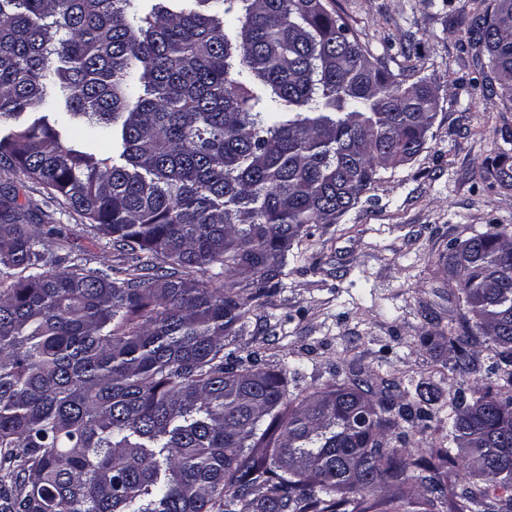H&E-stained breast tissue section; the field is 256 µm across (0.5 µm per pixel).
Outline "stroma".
<instances>
[{
    "label": "stroma",
    "mask_w": 512,
    "mask_h": 512,
    "mask_svg": "<svg viewBox=\"0 0 512 512\" xmlns=\"http://www.w3.org/2000/svg\"><path fill=\"white\" fill-rule=\"evenodd\" d=\"M350 32L393 74L437 88L439 108L422 152L383 171L370 192L333 224H316L288 253L281 283L257 300L225 340L226 351L258 352L281 373L286 398L348 379L395 381L403 400L433 385L440 399L426 424L391 434L395 448H422L448 431V400L461 378L449 372L444 336L465 309L445 269L448 247L488 225L512 227V187L495 179L512 166V103L490 91L488 57L468 29L492 0H328ZM33 203L63 232L59 262L128 268L130 255L97 234L64 198L0 161V186Z\"/></svg>",
    "instance_id": "1"
}]
</instances>
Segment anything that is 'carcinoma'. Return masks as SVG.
<instances>
[{
	"mask_svg": "<svg viewBox=\"0 0 512 512\" xmlns=\"http://www.w3.org/2000/svg\"><path fill=\"white\" fill-rule=\"evenodd\" d=\"M347 31L325 0H0V160L137 260L46 274L61 230L0 189V512H512L508 227L449 246L475 385L448 400V448L389 446L429 385L377 401L355 374L291 405L224 357L233 289L279 284L309 225L426 144L436 91ZM469 34L512 102V0Z\"/></svg>",
	"mask_w": 512,
	"mask_h": 512,
	"instance_id": "1",
	"label": "carcinoma"
}]
</instances>
